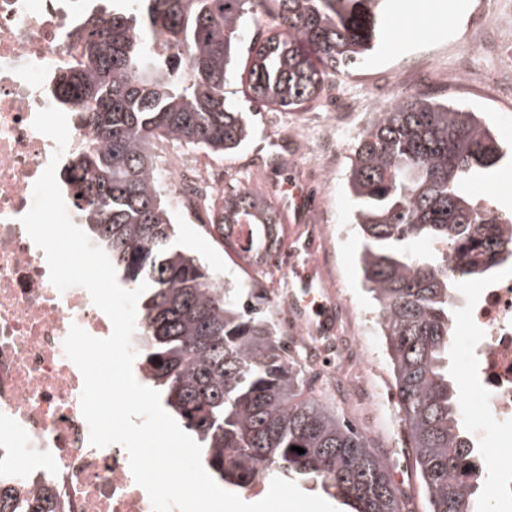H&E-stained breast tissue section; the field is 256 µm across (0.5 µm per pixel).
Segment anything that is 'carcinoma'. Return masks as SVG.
<instances>
[{
  "mask_svg": "<svg viewBox=\"0 0 512 512\" xmlns=\"http://www.w3.org/2000/svg\"><path fill=\"white\" fill-rule=\"evenodd\" d=\"M259 7L277 30L248 52L249 101L262 109L314 101L329 73L368 56L384 33L382 0H112V11L80 22L87 69L58 79L59 108L81 104L72 111L94 134L61 182L117 281L148 283L138 369L196 436L212 476L245 489L260 466L265 477L315 482L348 512H406L381 452L305 394L264 294L219 283L174 244V212L155 182L164 145L221 156L250 137L246 113L229 107L224 88L241 28ZM502 157L477 112L404 96L371 115L344 174L358 264L428 512H484L483 451L464 427L448 353L457 288L512 256V234L488 228L495 219L474 227L467 191ZM218 213L224 236L246 224L257 247L262 225L278 223L271 205L245 190L224 196ZM417 239L433 249L413 254ZM0 512H58V504L49 484L31 489L24 475L0 472Z\"/></svg>",
  "mask_w": 512,
  "mask_h": 512,
  "instance_id": "obj_1",
  "label": "carcinoma"
}]
</instances>
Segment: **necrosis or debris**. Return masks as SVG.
<instances>
[{
    "mask_svg": "<svg viewBox=\"0 0 512 512\" xmlns=\"http://www.w3.org/2000/svg\"><path fill=\"white\" fill-rule=\"evenodd\" d=\"M83 0H0V470L20 468L33 482L49 480L60 512H153L149 496L132 475L125 448L90 445L80 407L84 380L66 356L71 325L96 338L112 332L109 317L90 293L58 290L49 279L44 252L20 218L30 209L33 186L52 157L68 162L93 134L69 124L64 152L33 127L38 111L55 105L59 74L83 70L84 43L77 34ZM467 50L447 65V46L418 51L412 64L377 81L366 106L379 111L397 85L432 84L442 90L489 91L512 105V7L507 0H478L474 18L459 38ZM492 58L489 67L471 58ZM159 182L172 206L191 215L224 193V167L199 150L164 154ZM279 329L290 348L306 352L338 403L362 426L379 407L373 353L365 336L369 319L344 300L333 324L298 321L287 297L275 304ZM471 361L482 379L496 447L485 454L499 503L512 505V269L485 278L468 308Z\"/></svg>",
    "mask_w": 512,
    "mask_h": 512,
    "instance_id": "1",
    "label": "necrosis or debris"
}]
</instances>
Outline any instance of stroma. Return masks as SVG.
Segmentation results:
<instances>
[{"label":"stroma","mask_w":512,"mask_h":512,"mask_svg":"<svg viewBox=\"0 0 512 512\" xmlns=\"http://www.w3.org/2000/svg\"><path fill=\"white\" fill-rule=\"evenodd\" d=\"M406 7V0H387L385 35L372 55L351 70L349 79H342L336 74L327 76V90L336 94L339 103H359L367 96L374 77L389 71L393 65L410 60L417 50L439 43H453L471 18L467 12L455 17L442 9L424 16L418 29L409 32L405 29L408 20ZM447 100L479 112L499 136L507 151L506 156L496 169L474 179L469 185V192L476 199L486 195L494 196L501 211L512 213V108H503L479 97L451 94ZM291 123L290 113L258 111L255 116V134L251 141L224 158V169L229 177L239 181L247 180L249 174L246 166L255 160L260 143L269 135L286 133ZM288 151L291 156L288 165L273 169L267 174L270 197L274 200L290 197L286 222L292 227L302 229L309 253L307 257L284 269L283 282L294 283L300 277L311 275L315 263L321 262L325 255H332L339 266L343 281L342 294L347 301L365 312H372L373 307L361 284L357 266L361 241L355 231H348L345 241L339 245L322 238L315 231L316 219L312 211L294 204L293 197L299 190L309 195L324 193L326 202H329L334 212L336 223L343 225L348 222L353 208L352 201L345 194L341 181H334L324 191L310 181L308 172L315 162L314 146L292 142L288 145ZM177 241L180 246L199 256L218 278L253 282L254 268L246 265L235 253L225 251L224 242L215 226L180 220ZM476 294L477 289L471 281L463 284L457 293V309L453 320L460 339L451 346L448 369L462 388L465 399L462 417L468 435L477 447L483 448L492 441L494 428L481 399L480 380L467 364L466 338L470 327L466 309ZM394 393V387L386 388V408L382 415L374 419L370 436L373 445L383 452L394 443L402 448L407 445L405 426Z\"/></svg>","instance_id":"35a3bbf8"}]
</instances>
